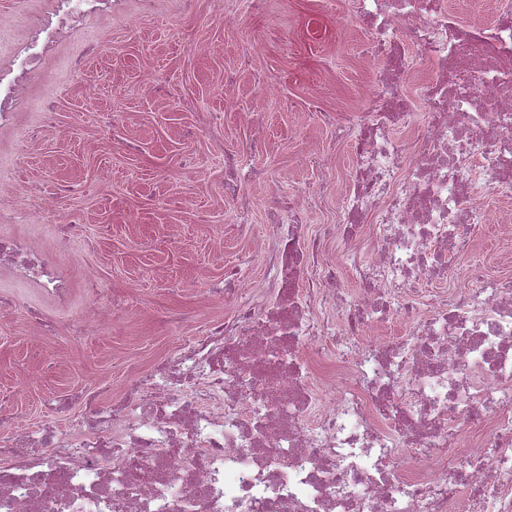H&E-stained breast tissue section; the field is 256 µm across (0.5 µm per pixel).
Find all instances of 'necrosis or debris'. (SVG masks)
<instances>
[{
  "instance_id": "1",
  "label": "necrosis or debris",
  "mask_w": 512,
  "mask_h": 512,
  "mask_svg": "<svg viewBox=\"0 0 512 512\" xmlns=\"http://www.w3.org/2000/svg\"><path fill=\"white\" fill-rule=\"evenodd\" d=\"M124 5L46 0L0 58V132L37 140L19 124L28 84ZM337 30L365 31L379 61L363 122L319 115L354 158L339 222L309 232L325 197L297 185L255 230L243 186L262 173L225 155V216L267 285L225 267L224 318L68 430L0 415V512H512V280L474 263L447 285L449 256L491 221L487 193L512 195V0L490 23L457 20L448 0H349ZM412 46L435 76L409 96ZM412 126L411 143L396 137ZM0 270L56 301L72 291L27 236L0 233ZM423 281L439 286L426 300ZM124 312L90 304L69 333L109 334ZM396 318L404 335L380 336Z\"/></svg>"
}]
</instances>
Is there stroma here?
I'll return each instance as SVG.
<instances>
[{"instance_id": "1", "label": "stroma", "mask_w": 512, "mask_h": 512, "mask_svg": "<svg viewBox=\"0 0 512 512\" xmlns=\"http://www.w3.org/2000/svg\"><path fill=\"white\" fill-rule=\"evenodd\" d=\"M345 11L346 0H267L265 12L244 8L227 22L213 0H167L134 27L117 14L90 21L46 61L19 115L21 125L39 127L40 137L23 148L0 138V173L23 200L49 181H77L85 191L64 199L53 214L0 225V232L44 240L73 277L82 266L95 268L105 296L128 299L129 308L119 331L75 339L68 327L90 296L77 288L56 306L0 273V296L21 297L58 324L31 347L20 311L0 303V411L14 412L26 427L67 428L92 408L79 397L89 382L120 387L224 315L223 300L210 299L207 289L223 281L225 266L261 279L250 239L224 220V162L205 135L211 115L223 117L225 151L265 173V181L244 187L254 202V227L266 222L271 190L314 181L323 186L328 209L313 224L339 213L351 151L302 114L316 105L344 122L366 116L359 91L372 74L361 37L336 33ZM257 44L260 68L279 84L278 96L263 101L243 67ZM229 75L237 85L228 98ZM153 81L167 94L145 95L142 84ZM257 108L262 128L256 133L247 115ZM312 144L334 150L333 173L311 162ZM488 204L497 221L474 225L475 255L492 274L512 277V235L501 231L512 225V196L492 195ZM72 210L83 213L87 226L75 246L57 240L55 231ZM217 250L224 253L220 266L212 261ZM53 398L71 404L58 413L48 406Z\"/></svg>"}]
</instances>
